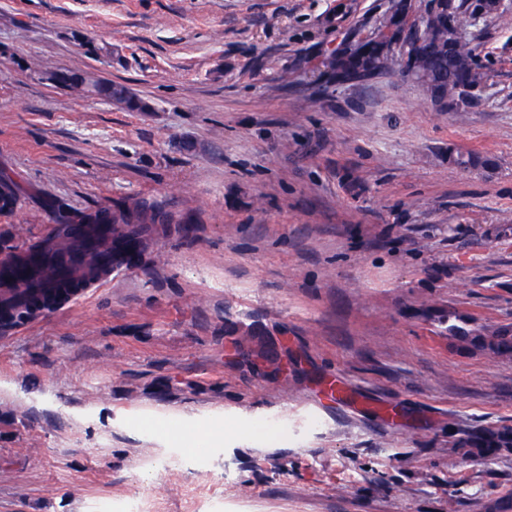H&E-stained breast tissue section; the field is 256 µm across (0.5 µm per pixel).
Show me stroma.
Here are the masks:
<instances>
[{
  "label": "stroma",
  "mask_w": 512,
  "mask_h": 512,
  "mask_svg": "<svg viewBox=\"0 0 512 512\" xmlns=\"http://www.w3.org/2000/svg\"><path fill=\"white\" fill-rule=\"evenodd\" d=\"M389 0H0V247L165 201L140 265L0 335V512H504L512 356V0L442 112L401 75L317 78ZM101 46L96 55L87 43ZM125 84L128 112L42 80ZM491 167L450 165L449 151ZM462 316L455 311H445L441 315V322L448 323L446 330L448 335L455 336L458 340L477 344L497 355L512 354V327H500L496 330H486L484 334H473L462 326L452 321H461ZM463 435L455 446L464 449V458L471 462L486 464L498 451L512 448V426L473 428Z\"/></svg>",
  "instance_id": "obj_1"
}]
</instances>
